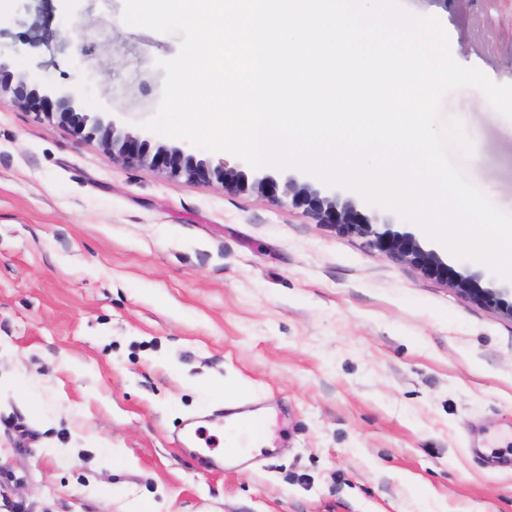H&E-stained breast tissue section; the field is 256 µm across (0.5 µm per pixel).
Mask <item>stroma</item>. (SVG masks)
<instances>
[{
  "instance_id": "35a3bbf8",
  "label": "stroma",
  "mask_w": 512,
  "mask_h": 512,
  "mask_svg": "<svg viewBox=\"0 0 512 512\" xmlns=\"http://www.w3.org/2000/svg\"><path fill=\"white\" fill-rule=\"evenodd\" d=\"M402 3L438 20L456 62L512 84L511 13ZM123 9L8 0L0 58L89 120L283 178L146 128L181 38ZM40 13L60 37L33 48ZM137 79L147 93L111 100ZM439 115L473 146L446 139L453 164L512 214V119L471 86ZM365 210L503 285L395 211ZM233 399L278 421L259 465L224 460ZM197 417L203 459L178 445ZM7 499L29 512H512V318L288 198L122 165L0 101V512Z\"/></svg>"
}]
</instances>
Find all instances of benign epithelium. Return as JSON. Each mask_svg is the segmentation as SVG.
Listing matches in <instances>:
<instances>
[{"label":"benign epithelium","mask_w":512,"mask_h":512,"mask_svg":"<svg viewBox=\"0 0 512 512\" xmlns=\"http://www.w3.org/2000/svg\"><path fill=\"white\" fill-rule=\"evenodd\" d=\"M3 94L11 95L16 104L38 113L59 114L60 118L71 124L76 136L98 140L105 150L112 153L113 158L126 165L148 164L167 171L173 177H184L189 181H205L214 176L225 190L232 193L251 189L274 201L281 194L287 196L291 198V204L302 210L303 215L314 223L366 237L371 247L390 258L413 263L427 275L449 284L462 296L512 318V288L481 287V273L464 275L455 271L435 251L424 249L411 233H401L389 227L379 230L373 219L351 200L342 201L338 195L324 193L293 176L285 177L281 183L271 176L255 178L250 182L243 171L225 161L212 167L179 148L159 146L153 150L148 141L119 133L112 122L106 124L97 119L89 127L88 117L75 112L72 95L61 90H51L41 95L37 89L28 87L26 77L13 81L8 66L0 62V96Z\"/></svg>","instance_id":"7a95c632"}]
</instances>
